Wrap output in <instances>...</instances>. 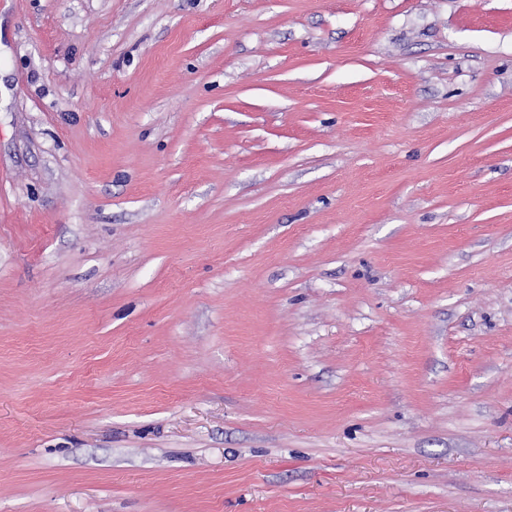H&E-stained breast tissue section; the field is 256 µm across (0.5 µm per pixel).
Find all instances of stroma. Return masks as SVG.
<instances>
[{"instance_id":"stroma-1","label":"stroma","mask_w":512,"mask_h":512,"mask_svg":"<svg viewBox=\"0 0 512 512\" xmlns=\"http://www.w3.org/2000/svg\"><path fill=\"white\" fill-rule=\"evenodd\" d=\"M0 512H512V0H0Z\"/></svg>"}]
</instances>
